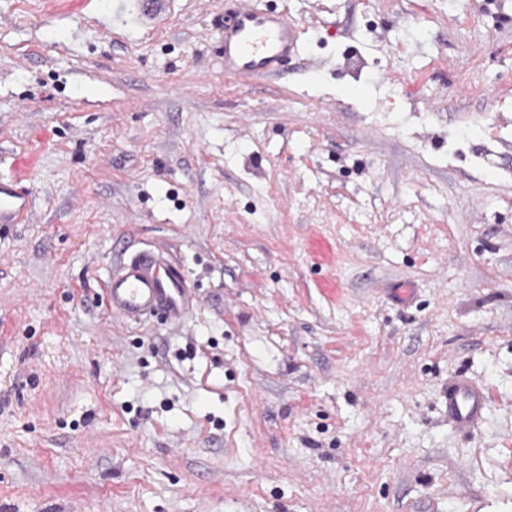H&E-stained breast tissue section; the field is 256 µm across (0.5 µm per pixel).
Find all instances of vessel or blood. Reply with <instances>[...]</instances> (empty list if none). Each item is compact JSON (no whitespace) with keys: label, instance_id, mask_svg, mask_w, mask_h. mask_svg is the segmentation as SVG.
Returning a JSON list of instances; mask_svg holds the SVG:
<instances>
[{"label":"vessel or blood","instance_id":"vessel-or-blood-1","mask_svg":"<svg viewBox=\"0 0 512 512\" xmlns=\"http://www.w3.org/2000/svg\"><path fill=\"white\" fill-rule=\"evenodd\" d=\"M300 50L299 31L287 15L251 8L224 11V72L254 81L279 77ZM32 204L30 191L16 180L0 178V228L20 223ZM103 290L108 309L131 322L158 315L170 323L189 317L195 292L180 261L166 250L117 247ZM449 424L472 432L487 404L484 386L459 374L442 391Z\"/></svg>","mask_w":512,"mask_h":512}]
</instances>
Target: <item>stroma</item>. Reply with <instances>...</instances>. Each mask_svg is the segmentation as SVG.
<instances>
[{
  "mask_svg": "<svg viewBox=\"0 0 512 512\" xmlns=\"http://www.w3.org/2000/svg\"><path fill=\"white\" fill-rule=\"evenodd\" d=\"M242 4L287 76L224 0H0V512H512V0ZM120 240L187 322L107 309ZM299 50L298 28L287 15L225 7V74L248 81L279 77L288 73ZM32 204L31 192L14 179L0 178V228L19 224ZM448 423L458 432H472L482 421L487 404L486 389L464 374L448 378L442 391Z\"/></svg>",
  "mask_w": 512,
  "mask_h": 512,
  "instance_id": "obj_1",
  "label": "stroma"
}]
</instances>
